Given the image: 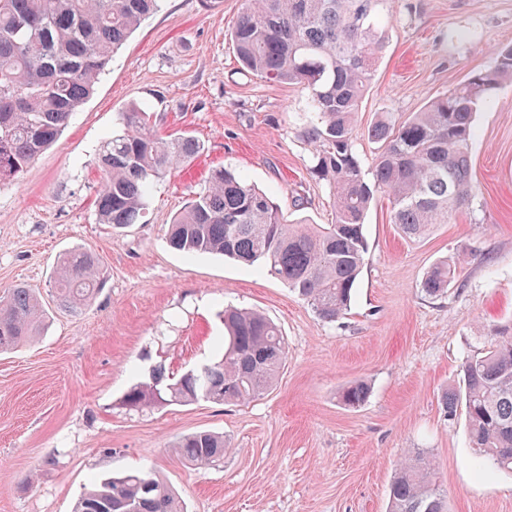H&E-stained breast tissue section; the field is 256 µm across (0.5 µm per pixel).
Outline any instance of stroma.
I'll return each mask as SVG.
<instances>
[{
  "mask_svg": "<svg viewBox=\"0 0 512 512\" xmlns=\"http://www.w3.org/2000/svg\"><path fill=\"white\" fill-rule=\"evenodd\" d=\"M242 0H161L113 56L58 141L0 183V293L31 288L47 313L40 336L0 353V512H73L91 482L130 468L156 473L184 512H387L409 449L438 473L448 512H512V475L478 476L463 419L441 398L479 326L512 323V85L492 90L474 124L475 197L423 239L405 238L377 197L351 309L333 323L279 280L221 255L171 249L166 231L226 168L292 218L328 224L330 185L311 170L312 109L300 87L244 71L230 38ZM388 43L358 114L354 150L371 168L377 113L405 119L512 45V0H394ZM147 109L159 136L181 133L199 155L156 184L138 223H100L95 164L122 114ZM95 254L102 292L78 312L58 305L51 274L69 251ZM454 259L446 294L420 283ZM280 327L288 358L274 386L245 403L123 406L154 369L178 376L223 352L227 306ZM370 388L348 408L337 390ZM224 436L223 460L180 462L182 436Z\"/></svg>",
  "mask_w": 512,
  "mask_h": 512,
  "instance_id": "obj_1",
  "label": "stroma"
}]
</instances>
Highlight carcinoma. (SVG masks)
Returning a JSON list of instances; mask_svg holds the SVG:
<instances>
[{
    "instance_id": "carcinoma-1",
    "label": "carcinoma",
    "mask_w": 512,
    "mask_h": 512,
    "mask_svg": "<svg viewBox=\"0 0 512 512\" xmlns=\"http://www.w3.org/2000/svg\"><path fill=\"white\" fill-rule=\"evenodd\" d=\"M158 0H0V180L14 178L56 141L80 110L112 55L157 7ZM388 0H244L231 37L242 68L261 79L307 91L315 118L305 130L312 171L333 190L329 224L293 222L254 185L229 170L212 171L208 187L168 228L171 248L220 254L280 280L318 317L334 322L351 307L368 250L364 222L376 194L391 203L392 223L421 238L446 224L475 195L471 139L476 113L492 89L512 84V46L494 50L495 64L400 121L378 113L369 136L380 144L370 170L353 151L359 105L386 47L380 8ZM146 112L123 113L124 132L106 140L98 162L99 221L124 228L139 221L154 182L189 163L200 144L185 135L157 136ZM98 259L66 254L54 284L60 304L76 310L99 291ZM455 263L427 271L421 292L448 291ZM224 353L204 372L170 382L130 387L122 404L205 400L245 402L268 392L286 362L280 328L265 315L226 309ZM33 290L23 285L0 296V351L44 329ZM488 348L466 357L458 388L441 399L449 420L462 415L479 471L512 472V325L487 330ZM369 388L356 382L338 401L357 408ZM224 437L207 431L184 436V462L206 466L224 457ZM389 512H448L430 461L408 452L388 486ZM74 512H182L171 486L155 474L131 470L96 482Z\"/></svg>"
}]
</instances>
